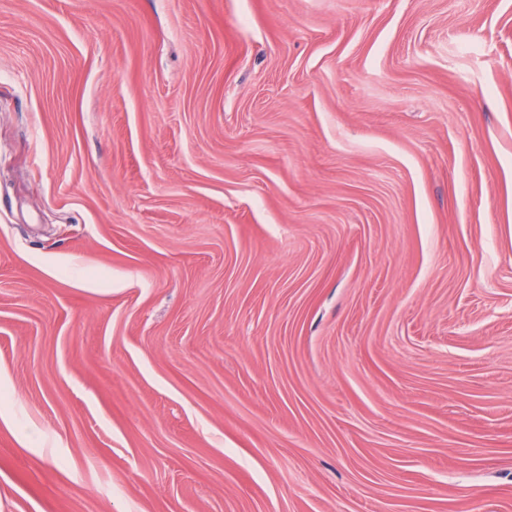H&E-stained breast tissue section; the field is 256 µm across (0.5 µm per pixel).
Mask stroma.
<instances>
[{
  "label": "stroma",
  "mask_w": 512,
  "mask_h": 512,
  "mask_svg": "<svg viewBox=\"0 0 512 512\" xmlns=\"http://www.w3.org/2000/svg\"><path fill=\"white\" fill-rule=\"evenodd\" d=\"M0 512H512V0H0Z\"/></svg>",
  "instance_id": "stroma-1"
}]
</instances>
